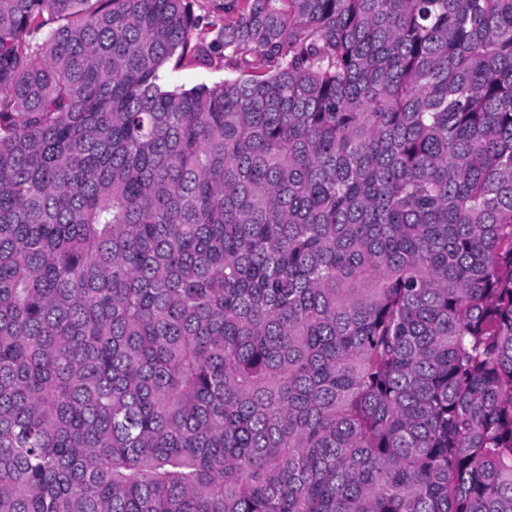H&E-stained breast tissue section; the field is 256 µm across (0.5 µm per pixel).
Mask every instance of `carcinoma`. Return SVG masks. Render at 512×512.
Here are the masks:
<instances>
[{
	"mask_svg": "<svg viewBox=\"0 0 512 512\" xmlns=\"http://www.w3.org/2000/svg\"><path fill=\"white\" fill-rule=\"evenodd\" d=\"M0 512H512V0H0ZM166 78L174 85L188 89L199 84L211 85L224 81L223 68L185 67L175 72H166Z\"/></svg>",
	"mask_w": 512,
	"mask_h": 512,
	"instance_id": "cac0c4a2",
	"label": "carcinoma"
}]
</instances>
